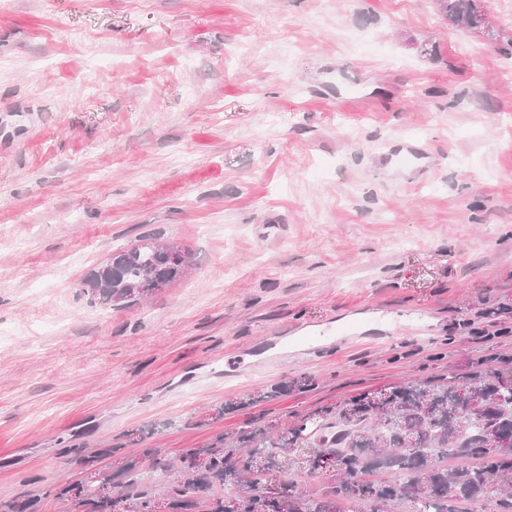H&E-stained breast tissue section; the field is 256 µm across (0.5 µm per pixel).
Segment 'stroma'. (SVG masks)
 Wrapping results in <instances>:
<instances>
[{
    "label": "stroma",
    "mask_w": 512,
    "mask_h": 512,
    "mask_svg": "<svg viewBox=\"0 0 512 512\" xmlns=\"http://www.w3.org/2000/svg\"><path fill=\"white\" fill-rule=\"evenodd\" d=\"M487 10L496 44L434 0H0V502L74 512L48 490L78 447L174 460L512 363V0ZM147 237L180 277L91 304Z\"/></svg>",
    "instance_id": "obj_1"
}]
</instances>
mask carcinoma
<instances>
[{
    "label": "carcinoma",
    "instance_id": "cac0c4a2",
    "mask_svg": "<svg viewBox=\"0 0 512 512\" xmlns=\"http://www.w3.org/2000/svg\"><path fill=\"white\" fill-rule=\"evenodd\" d=\"M449 24L465 31L488 32V14L478 0H435ZM160 238L112 255L84 279V293L94 304L118 305L142 299L157 283L176 280L186 254L171 244L172 259L156 246ZM469 388L486 403L480 417L466 414L461 391ZM371 394L327 406L276 433L243 430L224 444L220 436L205 448H193L176 461H157L167 476L163 490L144 475L141 463L125 462L122 482L110 472H91L56 490V496L89 512H153L160 496L171 512H350L346 503H362L369 512H467L464 505L486 497L498 483L497 512H512V448L483 460L478 452L496 433L512 435V372L477 366L463 381L410 380ZM313 441L306 472L317 473L322 462L336 459L340 471L321 496L305 498L297 482L285 479L268 497L256 492L267 465L298 444Z\"/></svg>",
    "mask_w": 512,
    "mask_h": 512
}]
</instances>
